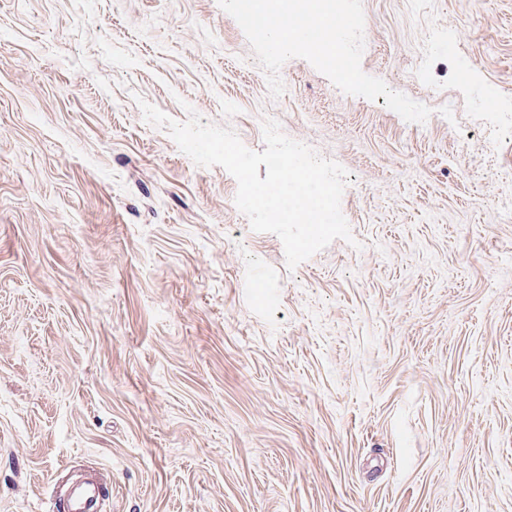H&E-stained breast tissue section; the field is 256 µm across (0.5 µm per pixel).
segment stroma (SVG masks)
<instances>
[{
    "mask_svg": "<svg viewBox=\"0 0 512 512\" xmlns=\"http://www.w3.org/2000/svg\"><path fill=\"white\" fill-rule=\"evenodd\" d=\"M362 3L425 123L301 58L272 98L218 0H0V512H512V0ZM143 100L275 117L353 242L288 268ZM98 487L87 484L81 489L72 492L67 499V512H97L96 499Z\"/></svg>",
    "mask_w": 512,
    "mask_h": 512,
    "instance_id": "obj_1",
    "label": "stroma"
}]
</instances>
